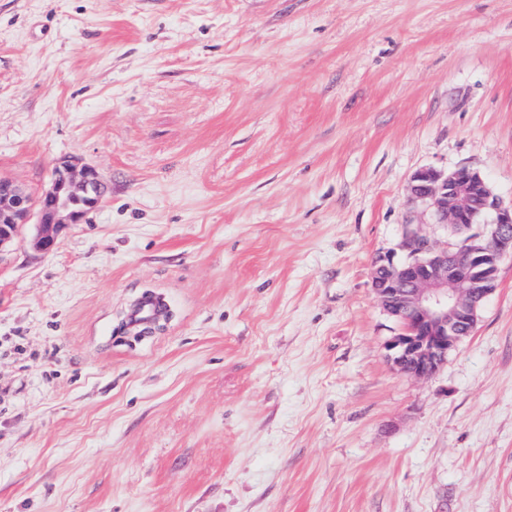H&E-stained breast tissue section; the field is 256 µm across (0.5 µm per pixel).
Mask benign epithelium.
I'll use <instances>...</instances> for the list:
<instances>
[{"instance_id": "benign-epithelium-1", "label": "benign epithelium", "mask_w": 512, "mask_h": 512, "mask_svg": "<svg viewBox=\"0 0 512 512\" xmlns=\"http://www.w3.org/2000/svg\"><path fill=\"white\" fill-rule=\"evenodd\" d=\"M108 186L93 166L64 160L54 165L47 190L37 196L0 178V251L18 238L31 213L39 218L32 248L49 255L61 231L81 223L104 200ZM408 197L433 210L440 224H452L456 244L438 247L418 230H406L403 257L378 260L375 292L401 330L389 344L396 366L428 377L472 332L478 310L497 286L502 259L512 257V205L504 207L476 170L416 171ZM492 219L483 221L487 214Z\"/></svg>"}]
</instances>
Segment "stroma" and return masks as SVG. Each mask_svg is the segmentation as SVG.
<instances>
[{
	"instance_id": "1",
	"label": "stroma",
	"mask_w": 512,
	"mask_h": 512,
	"mask_svg": "<svg viewBox=\"0 0 512 512\" xmlns=\"http://www.w3.org/2000/svg\"><path fill=\"white\" fill-rule=\"evenodd\" d=\"M0 512H512V258L430 378L372 287L421 169L512 204V0H0ZM163 295V331L125 325ZM107 192L108 186L95 167H78L72 160L54 165L49 188L37 196L0 178V252L15 242L21 224L36 212L38 231L30 244L43 255L53 253L61 231L69 224H80Z\"/></svg>"
}]
</instances>
